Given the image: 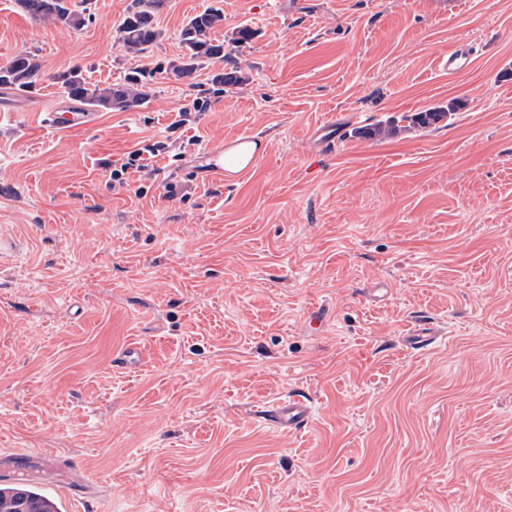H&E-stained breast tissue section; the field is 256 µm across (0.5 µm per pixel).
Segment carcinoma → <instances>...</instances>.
Instances as JSON below:
<instances>
[{
  "label": "carcinoma",
  "instance_id": "carcinoma-1",
  "mask_svg": "<svg viewBox=\"0 0 512 512\" xmlns=\"http://www.w3.org/2000/svg\"><path fill=\"white\" fill-rule=\"evenodd\" d=\"M18 7L35 20L53 19L61 24L79 29L85 25L84 12L72 9L67 0H16ZM162 0H132L130 12L119 26L122 48L128 53L143 54L162 36L155 24V15ZM220 15L207 9L189 20L180 32L183 53L169 63L167 72L179 77H190L206 63L224 60V43L212 40L207 33L212 30ZM36 66L25 54L17 55L8 66L0 68V86L6 89H31L35 86ZM64 93L71 100L84 105L125 111L148 98L147 82L142 74L125 79L116 87H90L81 71L72 69L56 77ZM243 81L238 71L216 70L211 84L217 91L226 84ZM450 115V110H429L406 117L410 124L427 127ZM0 512H61L57 500L41 487L32 483H15L0 486Z\"/></svg>",
  "mask_w": 512,
  "mask_h": 512
}]
</instances>
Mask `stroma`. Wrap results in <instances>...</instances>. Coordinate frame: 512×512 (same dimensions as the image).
Instances as JSON below:
<instances>
[{"instance_id":"obj_1","label":"stroma","mask_w":512,"mask_h":512,"mask_svg":"<svg viewBox=\"0 0 512 512\" xmlns=\"http://www.w3.org/2000/svg\"><path fill=\"white\" fill-rule=\"evenodd\" d=\"M73 2L78 30L0 0V67L38 69L0 87V484L71 476L62 512H512V0H163L141 55L131 0ZM208 7L244 78L218 95L163 70ZM73 67L151 94L58 132L31 105H65ZM243 136L251 164L209 178ZM291 396L312 415L288 432L262 412ZM162 0H132L130 12L119 26L122 48L128 53L143 54L162 36L155 15ZM471 48L467 45H459L454 50L449 51L448 55L441 58L443 68L448 71V75H456L468 69L472 63ZM36 66L26 54L17 55L8 66L0 68V86L6 89H32L36 83ZM159 152V149L156 147V145L153 146H147L146 148H140L137 150H134L129 153L128 161L120 166V169H113L111 176L112 180L115 182H118L119 184H123L126 181V177L124 175H128L129 169H135V172H140L142 170H145V168L148 167V164L145 163L147 159L150 157L157 156V153ZM147 153L149 158H144V154Z\"/></svg>"}]
</instances>
